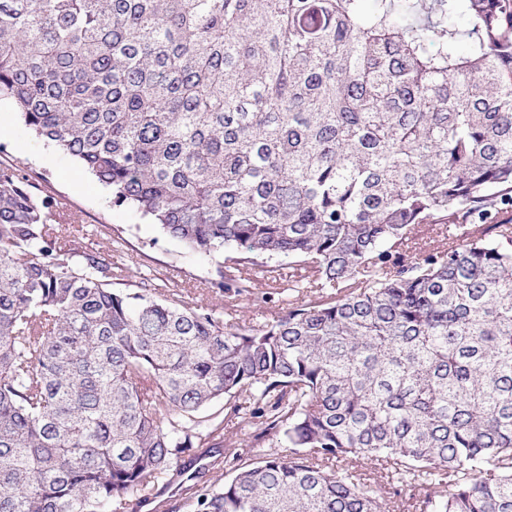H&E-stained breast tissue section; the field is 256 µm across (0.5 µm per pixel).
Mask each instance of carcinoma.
Returning <instances> with one entry per match:
<instances>
[{
  "mask_svg": "<svg viewBox=\"0 0 512 512\" xmlns=\"http://www.w3.org/2000/svg\"><path fill=\"white\" fill-rule=\"evenodd\" d=\"M288 311L122 288L0 168V512H128L224 427L275 451L184 512H512V0H0V101ZM289 449V454L276 452ZM358 469L361 473H364L362 477H364L367 482H371V484L374 483L373 486L375 490H377L378 494L391 497V500L395 502V505L398 506V508H395V512H422L419 511L416 507L417 500L416 496H413V492L407 489H403L401 487H397L394 485L387 484L384 480L377 478L376 474H374L373 468H371L372 465L369 464H359ZM382 485L381 488L379 486H376V483ZM398 492V493H397Z\"/></svg>",
  "mask_w": 512,
  "mask_h": 512,
  "instance_id": "1",
  "label": "carcinoma"
}]
</instances>
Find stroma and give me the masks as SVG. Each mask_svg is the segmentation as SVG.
<instances>
[{
  "mask_svg": "<svg viewBox=\"0 0 512 512\" xmlns=\"http://www.w3.org/2000/svg\"><path fill=\"white\" fill-rule=\"evenodd\" d=\"M0 143L5 146L0 152V167L20 168L38 190L56 198V222L82 224L87 231L85 246L101 255H108L113 243L121 244L126 256L128 287L137 288L146 281L159 290L183 294L219 315L229 314L256 323L272 321L286 311L287 295L271 293L263 279L257 281L248 297L212 292L215 259L186 251L134 209L113 206L108 190L74 159L32 136L5 101L0 102ZM228 453L222 444L196 448L192 468L198 476L194 481L176 478L134 504L129 512H175L187 484L202 488L223 480V471L214 469L212 463Z\"/></svg>",
  "mask_w": 512,
  "mask_h": 512,
  "instance_id": "stroma-1",
  "label": "stroma"
}]
</instances>
